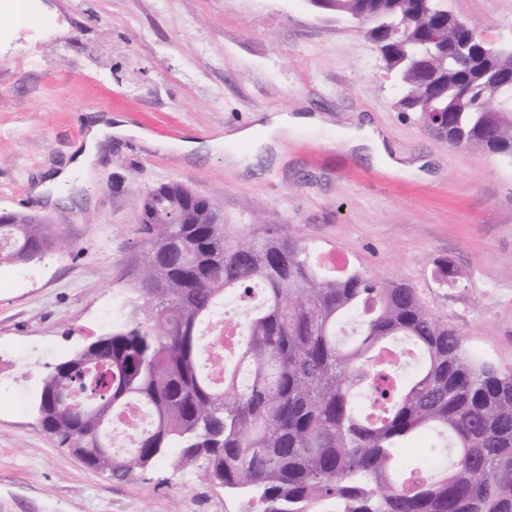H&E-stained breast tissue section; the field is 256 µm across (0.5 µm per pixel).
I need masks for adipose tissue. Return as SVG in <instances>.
<instances>
[{
  "label": "adipose tissue",
  "instance_id": "1",
  "mask_svg": "<svg viewBox=\"0 0 512 512\" xmlns=\"http://www.w3.org/2000/svg\"><path fill=\"white\" fill-rule=\"evenodd\" d=\"M325 124L323 116L310 114H289L286 112L268 113L261 122L254 126L233 132L232 137L238 141H248L255 145L258 153L266 150L282 152L290 138L307 128H320ZM131 128L121 121H113L111 116L90 122L84 136V145L77 150L71 162L53 177L54 182L66 185L76 180L89 178L104 139L109 135L122 136L130 133ZM348 148L371 154L381 160L392 172L408 173L409 165L393 159L387 152L382 133L371 123L352 129L345 137Z\"/></svg>",
  "mask_w": 512,
  "mask_h": 512
}]
</instances>
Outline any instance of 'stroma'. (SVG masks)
<instances>
[{"label":"stroma","mask_w":512,"mask_h":512,"mask_svg":"<svg viewBox=\"0 0 512 512\" xmlns=\"http://www.w3.org/2000/svg\"><path fill=\"white\" fill-rule=\"evenodd\" d=\"M448 7L512 43V0ZM14 11L15 0H0V210L48 215L60 244L0 267V512H247V499L168 459L123 482L90 470L36 414L53 367L128 320L139 200L162 183L210 199L233 238L297 239L315 260L339 253L374 278L412 284L470 354L512 367V161L457 149L399 111L376 47L352 23L319 18L306 0H34L20 24ZM302 110L328 128L244 172L223 152L176 149L261 112ZM94 114L138 133L112 138L90 179L41 205L32 185L71 159ZM361 119L426 176H395L338 147ZM440 259L455 286L435 281Z\"/></svg>","instance_id":"1"}]
</instances>
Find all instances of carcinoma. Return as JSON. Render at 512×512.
Returning a JSON list of instances; mask_svg holds the SVG:
<instances>
[{
	"instance_id": "1",
	"label": "carcinoma",
	"mask_w": 512,
	"mask_h": 512,
	"mask_svg": "<svg viewBox=\"0 0 512 512\" xmlns=\"http://www.w3.org/2000/svg\"><path fill=\"white\" fill-rule=\"evenodd\" d=\"M307 3L375 44L401 111L446 112L429 132L512 159V47L459 58L469 31L448 0ZM139 234L129 321L41 392L43 430L88 468L127 481L171 456L258 512H512V368L467 354L411 284L326 274L295 239L232 240L178 182L144 194ZM55 241L16 213L0 267ZM254 290L233 351L209 354L205 328Z\"/></svg>"
}]
</instances>
